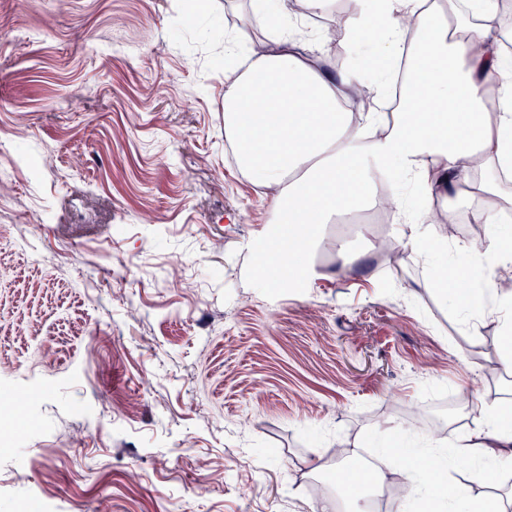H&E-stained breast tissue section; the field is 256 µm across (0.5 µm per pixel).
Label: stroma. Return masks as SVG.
<instances>
[{
	"mask_svg": "<svg viewBox=\"0 0 512 512\" xmlns=\"http://www.w3.org/2000/svg\"><path fill=\"white\" fill-rule=\"evenodd\" d=\"M7 0L0 30V512H318L336 463L448 445L512 398L499 328L460 331L391 224L266 289L269 209L224 140L227 0ZM118 44L96 55L93 44ZM324 468L313 471L314 463Z\"/></svg>",
	"mask_w": 512,
	"mask_h": 512,
	"instance_id": "obj_1",
	"label": "stroma"
}]
</instances>
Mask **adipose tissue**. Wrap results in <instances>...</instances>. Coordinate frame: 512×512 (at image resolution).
<instances>
[{
    "label": "adipose tissue",
    "mask_w": 512,
    "mask_h": 512,
    "mask_svg": "<svg viewBox=\"0 0 512 512\" xmlns=\"http://www.w3.org/2000/svg\"><path fill=\"white\" fill-rule=\"evenodd\" d=\"M331 0H274L254 6L245 21L265 32L259 46H226L224 137L238 148L237 164L262 188L272 224L255 238L256 274L267 286L289 280L306 284L320 272L314 256L323 225L338 214L377 200V177L395 208V237L420 253L439 220L434 199L476 185L474 217L500 223L512 196L502 174L512 171V56L491 39L499 0L482 11L452 4L449 14L427 0H354L352 9L330 10ZM327 12L335 28L374 42L376 53L357 71L331 74L329 31L297 36L309 14ZM407 58L409 93L399 111H384L393 82L390 64ZM374 107L354 112L352 99ZM423 200L411 211L410 197ZM467 255L436 282L441 297L464 310L462 331L479 335L486 321L512 333V284L475 283L474 268L493 262L512 266V241L500 234L455 243ZM503 406L481 409L468 433L451 448L457 469L478 460L512 463V425Z\"/></svg>",
    "instance_id": "ef3b65f1"
}]
</instances>
